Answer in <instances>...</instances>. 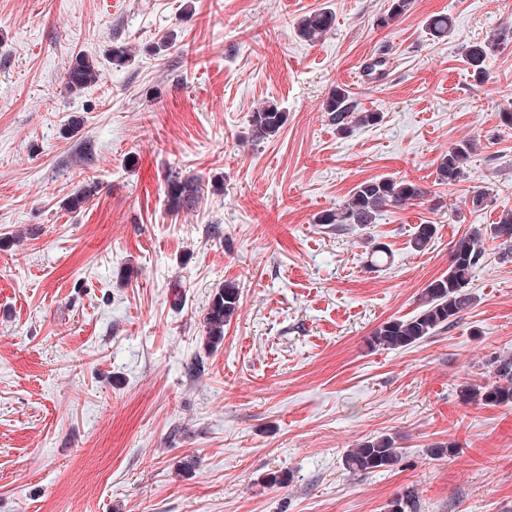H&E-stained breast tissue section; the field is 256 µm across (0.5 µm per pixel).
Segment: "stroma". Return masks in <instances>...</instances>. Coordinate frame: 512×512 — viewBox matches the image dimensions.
<instances>
[{
    "instance_id": "1",
    "label": "stroma",
    "mask_w": 512,
    "mask_h": 512,
    "mask_svg": "<svg viewBox=\"0 0 512 512\" xmlns=\"http://www.w3.org/2000/svg\"><path fill=\"white\" fill-rule=\"evenodd\" d=\"M388 6L0 0V512H386L408 492L416 512H512V406L457 392L512 352V262L487 243L457 323L397 350L368 342L416 313L458 239L512 210V43L482 83L463 55L512 0H413L379 27ZM324 7L332 31L301 40L297 21ZM438 13L453 30L435 40ZM115 42L133 51L119 67ZM80 52L103 76L71 95ZM378 56L383 75H366ZM338 86L383 122L337 132L323 104ZM266 102L287 122L256 141ZM468 140V179L437 184L440 155ZM175 171L202 177L196 210L170 211ZM392 176L427 201L317 223ZM421 224L435 234L416 252ZM229 282L240 306L209 349L208 301ZM379 435L401 463L349 473L348 451ZM448 441L456 454L431 455Z\"/></svg>"
}]
</instances>
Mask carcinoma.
I'll return each mask as SVG.
<instances>
[{
  "label": "carcinoma",
  "mask_w": 512,
  "mask_h": 512,
  "mask_svg": "<svg viewBox=\"0 0 512 512\" xmlns=\"http://www.w3.org/2000/svg\"><path fill=\"white\" fill-rule=\"evenodd\" d=\"M335 22V15L320 9L303 17L297 25L298 36L310 43L319 41ZM430 35L440 39L448 36L451 20L446 15L431 17L427 22ZM512 42V22L505 21L487 39L465 47V61L475 80L487 78L485 62L501 44ZM102 72L93 59L79 54L65 74V88L69 93L80 91L98 82ZM324 111L339 132L362 126L374 127L384 120V114L358 111L349 93L337 87L328 96ZM252 138L256 141L276 135L286 123V112L273 102L257 107L251 114ZM475 144L467 141L448 150L438 159L436 181L441 185H455L466 176L469 159ZM99 191V184L81 188L67 201L71 209H80ZM202 180L196 175L177 173L168 178L167 201L174 212H188L197 208L201 200ZM428 191L411 180L372 178L357 185L352 195L339 208L321 212L318 224L366 225L374 224L390 208L420 202ZM435 232L432 224H420L411 241L412 248L421 251ZM499 242L502 258L512 260V212L503 214L499 221L476 230L459 239L450 255L448 272L431 281L419 297L418 311L408 318H396L380 325L370 337L371 345L387 349H401L419 343L442 329L452 326L460 314L476 301L470 291L472 273L482 259L488 241ZM240 300L238 286L232 283L216 291L206 313L207 344L216 345L224 339V326L237 312ZM493 381L479 385L465 381L459 384V396L465 402H479L488 406L512 405V354L503 353L490 360ZM401 461V453L393 437L384 435L362 442L345 457L346 469L355 475H368L386 470Z\"/></svg>",
  "instance_id": "obj_1"
}]
</instances>
